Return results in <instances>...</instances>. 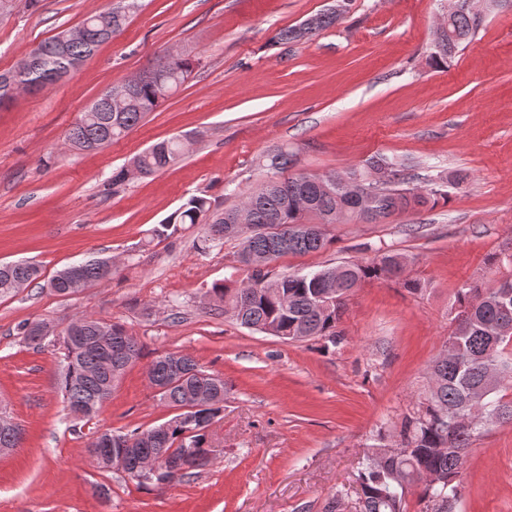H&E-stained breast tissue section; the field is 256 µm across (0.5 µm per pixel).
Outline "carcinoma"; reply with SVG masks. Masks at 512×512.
<instances>
[{"label": "carcinoma", "mask_w": 512, "mask_h": 512, "mask_svg": "<svg viewBox=\"0 0 512 512\" xmlns=\"http://www.w3.org/2000/svg\"><path fill=\"white\" fill-rule=\"evenodd\" d=\"M460 9L449 26L452 37L463 44L474 36L481 17L472 11L471 0H459ZM136 0H127L125 9L109 8L87 16L81 23L84 37L59 42L54 36L39 43L36 57L26 55L16 69L0 74V104L15 95L19 85L39 90L71 74L84 59L103 44L101 32L110 27L118 35L126 21V11ZM336 16L324 11L308 18V27L279 30V43L300 42L318 36L336 25ZM195 62L170 54L164 70L149 80L133 78L110 87L116 91L131 87V92L112 101L102 94L70 126L66 135L69 149L94 152L126 136L180 86L193 71ZM186 150V143L174 137L159 141L136 155L130 168L112 177V185L126 181L129 174L151 175L174 163ZM293 163L292 154L280 148L263 160L268 176L244 201L214 211L211 201L195 196L170 213L153 230L161 236L177 233L184 225L203 226L202 250L223 247L224 226L232 214L246 218L244 228L233 235L239 240L237 262L253 255L262 264L248 269L247 281L238 288L215 283L211 293L219 303L217 310L232 313L241 325L279 338L324 339L332 346L342 340L339 324L353 290L367 280H394L412 293L423 291L418 279L406 275L408 256L393 250H377L366 261L343 262L306 274L270 277L265 268L285 254H305L325 249L331 242L330 227L353 221L366 223L365 212L376 216L379 224L390 217L448 200V191L438 185L428 189L404 186L400 165L386 157L370 162V170L386 168L389 185L374 197L362 201L345 188L334 185L321 189L335 173H298L284 176ZM109 262L92 259L56 272L46 284L61 297L75 293L72 271L85 285L112 279L105 275ZM41 277L40 268L29 261L0 265V295H8ZM455 308L471 311L465 324H455L448 335L453 351L436 356L426 376L424 390L412 409L403 416L398 440L393 444L368 446L358 472L359 496L356 512H405L409 490L418 493L420 512H457L469 449L484 429L450 430L457 416L498 417L512 421V399L504 400V383L512 382V279L472 282L457 292ZM46 323L27 321L17 326V334L37 348L59 346L63 353L60 386L67 409L74 420L89 422L99 415L112 396L126 368L139 360L142 346L124 325L82 314L59 333L42 332ZM150 380L159 388V401L176 410L170 419L149 429L143 438L139 429L127 433L98 432L90 446L101 447L107 438L126 454L124 472L139 486L161 488L197 474L212 455L209 427L224 411V378L202 369L190 354L169 351L155 357ZM20 425L0 426V449L20 447ZM152 456L159 477L144 476L138 464ZM437 476L431 484L428 477Z\"/></svg>", "instance_id": "1"}]
</instances>
